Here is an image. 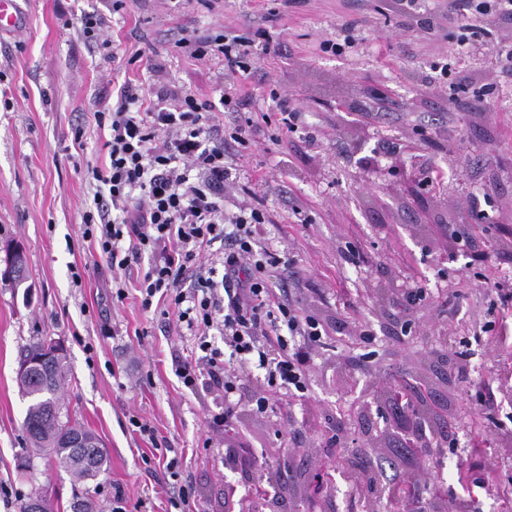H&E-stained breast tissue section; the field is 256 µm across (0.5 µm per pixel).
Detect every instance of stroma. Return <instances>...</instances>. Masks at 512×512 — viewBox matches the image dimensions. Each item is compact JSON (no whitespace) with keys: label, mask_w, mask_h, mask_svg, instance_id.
Masks as SVG:
<instances>
[{"label":"stroma","mask_w":512,"mask_h":512,"mask_svg":"<svg viewBox=\"0 0 512 512\" xmlns=\"http://www.w3.org/2000/svg\"><path fill=\"white\" fill-rule=\"evenodd\" d=\"M25 23L0 35V512H19L28 496L46 498L53 512H71L75 493L88 490L98 512H112L115 494L139 512H174L184 492L191 512H242L225 497L240 485L224 467V394L212 383L183 387L172 358L197 340L177 318L140 308L137 279L144 264L122 277L126 297L113 295L112 272L93 242L83 239L82 216L94 206L95 167L109 157L106 130L95 114L111 105L124 83L153 92L175 83L219 100L224 62L179 54L180 31L199 34L258 27L279 33L280 54L261 57L259 73L291 98L302 117L280 146L270 139L281 124L276 101L259 96L251 112L269 114L257 143L244 150L241 181L274 174L264 198L270 235L287 250L288 266L270 278L301 291L324 314L344 319L310 373V387L289 410L306 417L273 433L265 418L241 412L266 463L294 446L301 469L319 465L335 416L350 437L391 449L400 437L393 420L376 413V393L402 385L421 362L446 351L466 353L467 379L448 385L460 445L427 460L433 482L461 495L458 465L473 457L476 436L512 430V337L479 324L506 320L493 283L512 279V249L496 246L512 225V75L497 48L512 44V24L459 20L452 0H418L413 18L393 13L387 0H293L268 20L269 0H18ZM106 20L105 55L82 34L81 18ZM355 22L353 49L322 52L344 22ZM153 59V69L131 62ZM441 177L421 187L428 168ZM468 216L466 246L451 248L440 227ZM20 246L28 278L14 287L5 276L6 249ZM484 262H470L472 253ZM419 282L436 303L417 311L410 335L395 334L393 299ZM369 328L370 347L355 338ZM67 350L63 412L100 439L108 467L88 486L72 482L54 456L27 442L29 405L17 382L18 362L40 340ZM486 386L492 413L471 393ZM139 417L155 432L131 425ZM172 448L168 468L154 441ZM488 484L471 512H499V489L512 484V443L488 449ZM319 512H385L353 501L352 469L340 463L317 502Z\"/></svg>","instance_id":"stroma-1"}]
</instances>
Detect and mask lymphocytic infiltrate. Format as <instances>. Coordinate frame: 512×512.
I'll use <instances>...</instances> for the list:
<instances>
[{
	"instance_id": "f902f5d3",
	"label": "lymphocytic infiltrate",
	"mask_w": 512,
	"mask_h": 512,
	"mask_svg": "<svg viewBox=\"0 0 512 512\" xmlns=\"http://www.w3.org/2000/svg\"><path fill=\"white\" fill-rule=\"evenodd\" d=\"M176 46L194 60L223 58L224 92L214 102L175 84L150 98L129 82L118 89L111 109L97 115L108 131L109 164L91 170L100 190L94 209L83 216V235L115 271L150 256L138 280L141 307L174 309L179 322L197 331L198 356L173 358L175 374L189 389L206 378L221 384L227 458L250 477L254 501L269 483L267 475L255 474L254 450L238 425L241 379L255 367L265 372V385L249 405L257 414L305 392L307 371L326 343L328 324L302 298L270 281L269 269L284 259L270 244V218L262 201L252 198L248 187L243 199H226L237 184L227 145L249 147L260 130L246 113L249 97L239 83L254 76L260 56L273 51L271 39L262 30L251 36L186 33ZM222 112L229 116L224 125L218 120ZM217 243L222 251L216 257L210 249ZM214 331L222 346L211 341ZM381 400L387 413L411 420L412 435L394 460L372 458L367 469H393L399 459L417 457L422 435L454 445L453 430H431L408 397L387 390ZM430 485L421 466L395 477L392 488L413 491L411 498L396 501L399 512H446Z\"/></svg>"
}]
</instances>
